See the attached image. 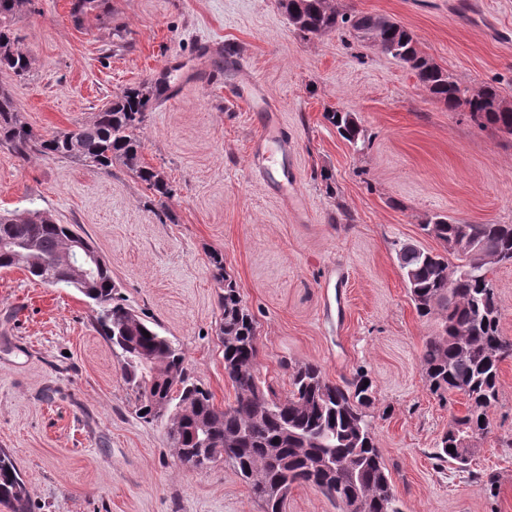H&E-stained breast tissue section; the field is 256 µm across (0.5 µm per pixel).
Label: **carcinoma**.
I'll use <instances>...</instances> for the list:
<instances>
[{
  "mask_svg": "<svg viewBox=\"0 0 512 512\" xmlns=\"http://www.w3.org/2000/svg\"><path fill=\"white\" fill-rule=\"evenodd\" d=\"M28 2L0 0V72L19 79L29 74L31 59L18 48L11 21ZM280 5L302 36L349 28L360 40L406 65L448 110L462 107L478 126L512 137V102L501 97L498 87L486 85L474 92L461 87L422 53L404 26L379 15L342 13L331 0H280ZM167 91L166 83L151 80L125 87L112 94L90 123L45 138L27 127L13 95L0 86V147L22 159L52 156L104 171L118 161L154 196L169 199L174 189L164 172L143 162L141 139L148 112ZM324 119L350 144L361 140L362 129L352 113L331 110ZM421 229L443 244L445 254L412 244L393 246L419 315H440V330L425 341L421 355L429 390L441 400L460 391L468 397L466 414L448 426L436 458L465 465L468 460L447 451V446L458 448L462 438L488 432L500 365L512 358V342L501 334L496 288L487 266L473 264L471 255L483 244L497 262L512 264V224H468L434 215ZM73 236L66 224L0 215V269H21L41 283L74 288L92 302L100 333L119 352L121 376L136 395L141 418L167 420L177 460L201 450L224 449L225 461L250 486L262 512H282L284 502L267 492L264 483L287 488L310 484L341 506L352 492L361 500L363 512H403L396 495L381 497L383 488L391 490L393 485L367 420L366 409L374 405L375 396L372 385L364 384L366 374L360 372L340 386L327 380L318 365L302 363L290 374L288 396H277L260 378L257 321L224 268V256L216 252L210 264L220 289L217 336L224 375L235 391L234 402L219 408L212 393L191 377L182 347L161 335L157 324L141 317L115 292L108 265L95 269L79 285L65 277L59 256ZM464 328L469 330L466 336L461 335ZM148 392L166 402L165 412L146 399ZM272 451L276 461L259 480L257 464ZM318 455L345 461L348 468L315 472L311 464ZM30 500L27 482L9 455L1 452L0 502L12 504L14 512H28Z\"/></svg>",
  "mask_w": 512,
  "mask_h": 512,
  "instance_id": "1",
  "label": "carcinoma"
}]
</instances>
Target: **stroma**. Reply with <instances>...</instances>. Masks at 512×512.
Wrapping results in <instances>:
<instances>
[{"label": "stroma", "mask_w": 512, "mask_h": 512, "mask_svg": "<svg viewBox=\"0 0 512 512\" xmlns=\"http://www.w3.org/2000/svg\"><path fill=\"white\" fill-rule=\"evenodd\" d=\"M72 3L22 8L12 28L32 68L0 83L48 136L89 122L120 88L167 80L142 155L175 194L159 203L117 162L105 172L0 148V213L73 225L219 407L235 398L209 263L223 253L257 321L261 377L279 395L295 363L339 385L367 373L368 419L404 512H512V359L470 466L435 459L467 404L428 388L421 352L439 321L418 315L393 249L441 251L421 229L435 214L512 224V138L448 110L352 32L301 37L279 0H94L80 23ZM333 3L401 23L461 87L492 84L512 101V0ZM208 44L236 53L217 64ZM245 82L255 102L232 100ZM331 109L354 113L363 142L339 136ZM266 117L288 138L297 199L251 163ZM0 449L33 486L29 512H260L230 464H180L165 421L137 416L88 300L19 269L0 270ZM490 473L493 490L481 481Z\"/></svg>", "instance_id": "1"}]
</instances>
